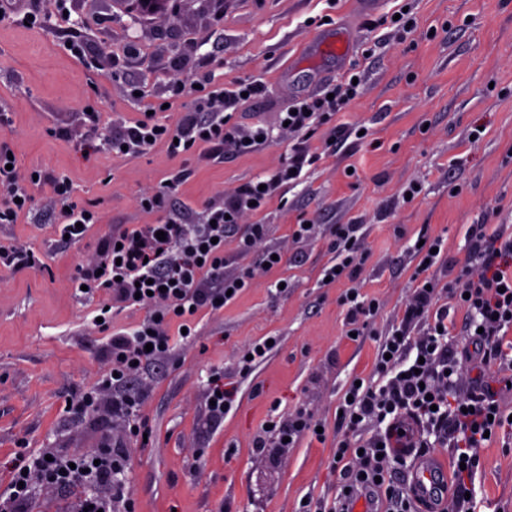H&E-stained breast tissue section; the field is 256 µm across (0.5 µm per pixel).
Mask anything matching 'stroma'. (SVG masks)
<instances>
[{
	"label": "stroma",
	"mask_w": 512,
	"mask_h": 512,
	"mask_svg": "<svg viewBox=\"0 0 512 512\" xmlns=\"http://www.w3.org/2000/svg\"><path fill=\"white\" fill-rule=\"evenodd\" d=\"M49 23L23 28L0 23V106L21 170L37 165L69 176L78 203L94 204L98 224L78 244L58 243L40 216L53 208L36 190L35 213L0 224V246L30 250L40 262L0 267V491L15 458L42 448L85 452L122 447L133 512H301L308 498H331L341 485L329 463L339 398L357 377L372 379L385 333L410 294L419 235L442 237L451 263L467 255L472 224L512 231V0H182L177 12L132 20L115 0H70L84 36L83 57L64 50L66 24L55 0H35ZM409 7L416 29L400 36L392 18ZM346 29L350 57L308 52L318 33ZM216 82L257 79L262 96L233 116L241 129L264 126L267 144L240 155L208 151L171 157L163 148L124 159L101 148L91 160L76 151L85 138L86 107L104 112L103 136L140 119L142 86L165 95L173 75L191 80L199 69ZM363 76L361 95L335 123L364 127L327 150L329 126L309 140L318 166L259 212L244 217L224 244L225 272L252 273V285L218 312L200 311L197 335L135 377L142 392L137 416L149 438L127 420L82 422L66 403L105 367V332L86 315L106 294L76 295L71 279L116 224H153L191 206L200 211L257 177H270L296 141L279 114L349 69ZM187 179L168 190L177 172ZM419 193L403 197L407 185ZM165 193L163 209L147 212L143 194ZM315 222L309 239L292 236L299 220ZM262 224L259 251L241 255L236 241ZM361 227L367 254L354 282L378 299L380 312L365 336L347 337V282L327 284L337 225ZM283 256L271 271L264 250ZM288 291H280L279 280ZM277 345L247 374L238 358L250 344ZM235 392L223 421L207 419L205 400L215 374ZM301 409L325 422V440L308 437L254 453V434L271 418ZM476 512H512V433L501 431L480 451L471 484Z\"/></svg>",
	"instance_id": "obj_1"
}]
</instances>
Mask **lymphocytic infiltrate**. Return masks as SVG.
I'll use <instances>...</instances> for the list:
<instances>
[{"label": "lymphocytic infiltrate", "instance_id": "1", "mask_svg": "<svg viewBox=\"0 0 512 512\" xmlns=\"http://www.w3.org/2000/svg\"><path fill=\"white\" fill-rule=\"evenodd\" d=\"M353 78V73H345L324 85L322 93L294 102L285 119L301 141L265 184L247 182L195 215L184 211L157 224L115 226L102 238L96 258L79 265L71 280L73 288H85L90 298L99 293L111 297L107 309L100 312L104 322L113 321L132 306L146 309L147 315L127 331L111 333L105 369L91 386L72 398L70 414L82 418L102 412L135 422L138 402L124 395L123 388L130 376L173 353L175 340L168 332L169 325L177 321L189 327L199 311L217 310L219 305L229 304L232 295L248 288V278L224 271L229 229L242 214L255 206L264 207L281 186L298 180L300 171L317 162V155L309 153L304 143L323 125L332 127L329 145L350 137V129L332 125L331 120L358 96ZM169 90L166 101L149 103V115L110 138L113 154L133 159L161 145L173 157L205 148L220 158L225 146L247 154L268 136L261 126L239 135L231 122L233 112L261 93L259 81L240 80L226 86L206 79L194 88L175 79ZM178 103L183 110L175 125L157 120L164 105ZM12 149L8 138L1 137L0 224H13L30 214L34 187L46 186L59 209L44 215V222L54 225L57 237L80 242L88 227L99 221L93 206L74 201V184L66 175L41 168L36 177L19 179L9 167ZM359 230L356 224L337 225L333 264L324 270L331 281L353 280L362 265L365 256L358 247ZM467 240L468 254L458 267L447 265L442 238H425L423 245L416 247L415 288L397 326L385 335L376 359L375 370L385 383L349 385L348 398L339 406V430L354 433L371 422L381 424L382 430L356 446L338 440L331 465L339 469L344 481L341 493L329 502H306L305 512H350L354 493H373L392 456L391 439L402 430L406 418L417 426L416 447H426V437L431 434L454 448L459 512H472L464 494L479 464L485 436L512 427V417L483 377H476L471 389L456 393L449 392L448 379L463 357L502 371L512 370V341L507 338L512 330V234L473 224L467 230ZM459 316L465 320L468 336L463 350L448 342ZM107 391L112 394L108 405L102 401ZM316 434L317 425L308 413L296 410L287 418L276 417L263 425L252 446L261 453L283 439L296 441ZM127 466L124 452L112 447L86 453L51 448L23 456L13 463L9 486L0 492V512H27L35 488L64 485H106L111 489L107 496L79 498L73 512H132L129 491L119 479Z\"/></svg>", "mask_w": 512, "mask_h": 512}]
</instances>
